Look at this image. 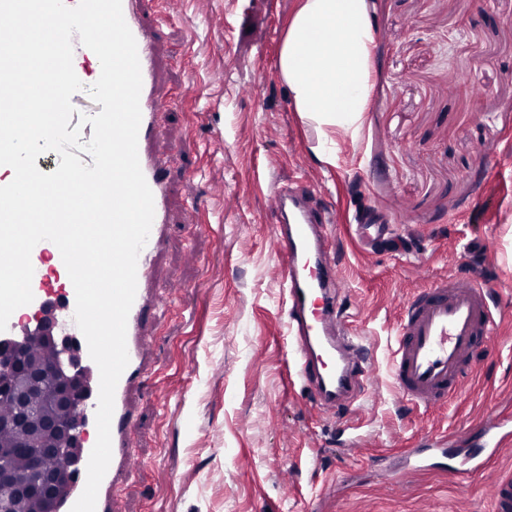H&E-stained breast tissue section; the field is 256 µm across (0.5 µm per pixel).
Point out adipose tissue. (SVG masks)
Wrapping results in <instances>:
<instances>
[{"instance_id": "ef3b65f1", "label": "adipose tissue", "mask_w": 512, "mask_h": 512, "mask_svg": "<svg viewBox=\"0 0 512 512\" xmlns=\"http://www.w3.org/2000/svg\"><path fill=\"white\" fill-rule=\"evenodd\" d=\"M372 45L368 0H300L289 23L279 71L327 157L335 155L330 131L355 133L362 125Z\"/></svg>"}]
</instances>
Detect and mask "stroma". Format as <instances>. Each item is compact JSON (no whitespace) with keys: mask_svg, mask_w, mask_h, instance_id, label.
Here are the masks:
<instances>
[{"mask_svg":"<svg viewBox=\"0 0 512 512\" xmlns=\"http://www.w3.org/2000/svg\"><path fill=\"white\" fill-rule=\"evenodd\" d=\"M297 4L184 0L161 32L168 110L155 149L174 178L156 287L169 301L136 395L146 465L117 512H493L512 447L465 485L441 470L396 475L405 449L512 421V0H370L369 108L358 136L334 133L332 163L278 68ZM295 180L334 214L344 296L377 353L348 429L310 402L289 354L266 195ZM369 207L408 252L360 244L355 219ZM470 269L500 290L498 334L459 397L411 408L386 369L401 308Z\"/></svg>","mask_w":512,"mask_h":512,"instance_id":"stroma-1","label":"stroma"}]
</instances>
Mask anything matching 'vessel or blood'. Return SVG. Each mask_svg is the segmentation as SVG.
Listing matches in <instances>:
<instances>
[{
    "mask_svg": "<svg viewBox=\"0 0 512 512\" xmlns=\"http://www.w3.org/2000/svg\"><path fill=\"white\" fill-rule=\"evenodd\" d=\"M150 0H122L124 19L133 33L142 73L141 123L138 156L154 197V220L137 262V291L127 321L129 364L115 390L111 423L112 458L97 496L96 512H113L114 493L137 470L143 459L132 447L139 416L131 399L135 384L145 382L156 359L153 355V316L163 304L155 273L169 222V164L150 151L162 129L166 106L154 94L159 43L158 25L149 23ZM267 203L276 226L282 257V284L288 301V334L297 377L310 400L331 416L351 413L353 401L364 389L373 367L363 338L351 328L341 296L336 262L331 255L329 210L319 204L311 187H273ZM387 217L368 210L357 220L355 233L363 245L385 234ZM31 288L40 294L48 277L61 283V302L75 306V290L58 248L38 243L32 253ZM497 298L480 273L472 272L436 282L419 290L405 303L397 321L395 344L388 370L404 400L414 408L440 406L457 397L469 364L495 332ZM512 445L506 423L476 424L464 446L413 452L414 463L445 468L464 480L483 472L503 448ZM495 512H512V475L497 478L493 487Z\"/></svg>",
    "mask_w": 512,
    "mask_h": 512,
    "instance_id": "b4317fda",
    "label": "vessel or blood"
}]
</instances>
